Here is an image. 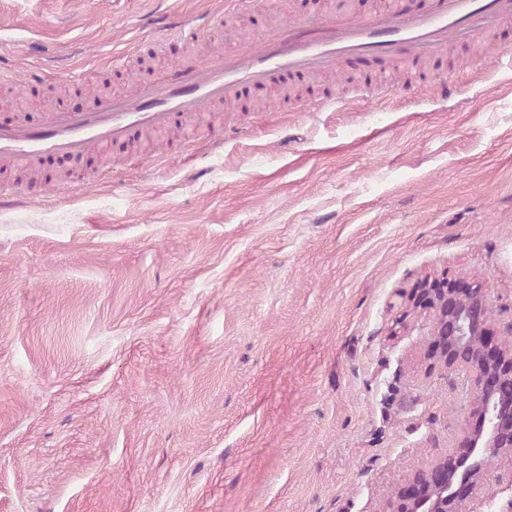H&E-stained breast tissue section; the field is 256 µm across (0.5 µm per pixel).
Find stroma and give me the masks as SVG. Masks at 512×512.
Returning <instances> with one entry per match:
<instances>
[{"mask_svg":"<svg viewBox=\"0 0 512 512\" xmlns=\"http://www.w3.org/2000/svg\"><path fill=\"white\" fill-rule=\"evenodd\" d=\"M220 2L0 0V98L38 124L49 94L131 92L196 61L171 25ZM334 10L251 0L199 38L226 52ZM509 51L501 25L408 70L348 60L274 107L248 85L78 181L1 170L0 512H382L446 455L473 394L389 302L465 276L497 333L512 321ZM511 501L493 460L470 502Z\"/></svg>","mask_w":512,"mask_h":512,"instance_id":"stroma-1","label":"stroma"}]
</instances>
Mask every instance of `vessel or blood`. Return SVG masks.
Instances as JSON below:
<instances>
[{
    "label": "vessel or blood",
    "mask_w": 512,
    "mask_h": 512,
    "mask_svg": "<svg viewBox=\"0 0 512 512\" xmlns=\"http://www.w3.org/2000/svg\"><path fill=\"white\" fill-rule=\"evenodd\" d=\"M512 23V0H439L427 13L404 9L358 18L324 16L315 24L296 18L270 34L241 42L229 55L200 53L190 67H176L96 107L49 113L34 125L0 122V166L30 169L49 158L81 156L105 144L164 131L197 117L216 101L236 97L247 82L278 87L285 77L334 68L365 54L391 57L395 67L446 49L449 40H476L489 27Z\"/></svg>",
    "instance_id": "1"
}]
</instances>
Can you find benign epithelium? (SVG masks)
I'll list each match as a JSON object with an SVG mask.
<instances>
[{"mask_svg":"<svg viewBox=\"0 0 512 512\" xmlns=\"http://www.w3.org/2000/svg\"><path fill=\"white\" fill-rule=\"evenodd\" d=\"M408 301L428 316L444 365L471 375L474 405L465 412L458 443L409 477L388 512H471L469 494L460 487L482 482L490 459L512 460V351L492 338L494 300L479 282L427 280L409 298L395 294L391 306Z\"/></svg>","mask_w":512,"mask_h":512,"instance_id":"obj_1","label":"benign epithelium"}]
</instances>
